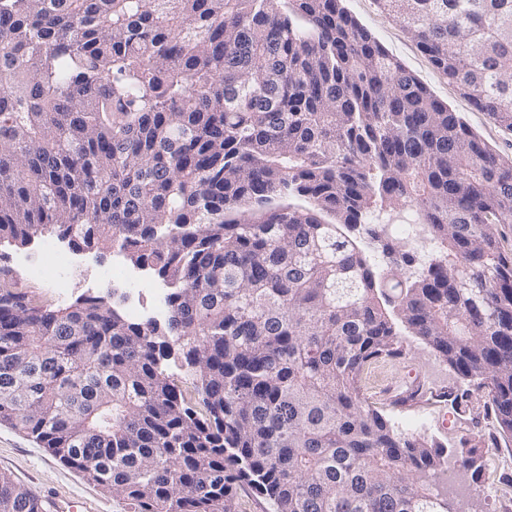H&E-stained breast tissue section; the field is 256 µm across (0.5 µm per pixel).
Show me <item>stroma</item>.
Returning <instances> with one entry per match:
<instances>
[{"label": "stroma", "instance_id": "35a3bbf8", "mask_svg": "<svg viewBox=\"0 0 512 512\" xmlns=\"http://www.w3.org/2000/svg\"><path fill=\"white\" fill-rule=\"evenodd\" d=\"M347 10L357 18L382 46L403 62L439 100L457 112L466 123L497 153L512 158V135L502 132L488 118L463 98L447 79L436 71L426 56L393 17L381 12L375 0H345ZM411 351L403 360H380L364 374L362 385L373 402L389 410L398 430L405 434L439 437L447 447H456L460 433L455 415L441 416L438 407L421 404L390 410L380 388L387 382L408 374L425 376L430 386L441 388L456 383L448 365L421 340L407 337ZM483 469L476 479L462 489V502L472 497L486 499L491 512H512V442L501 440L479 444ZM0 472L28 486L37 495L59 494L84 501L88 512H128L119 498L101 486L62 464L45 449L13 427L0 424Z\"/></svg>", "mask_w": 512, "mask_h": 512}]
</instances>
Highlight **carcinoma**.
<instances>
[{"label":"carcinoma","mask_w":512,"mask_h":512,"mask_svg":"<svg viewBox=\"0 0 512 512\" xmlns=\"http://www.w3.org/2000/svg\"><path fill=\"white\" fill-rule=\"evenodd\" d=\"M376 2L512 133V0ZM407 211L425 253L383 222ZM502 224L512 159L342 0H0V241L115 251L167 300L55 307L0 268V424L130 512H235L242 482L276 512H489L437 482L476 436L405 435L361 380L407 355L398 319L512 439ZM0 512L37 495L0 473Z\"/></svg>","instance_id":"cac0c4a2"}]
</instances>
